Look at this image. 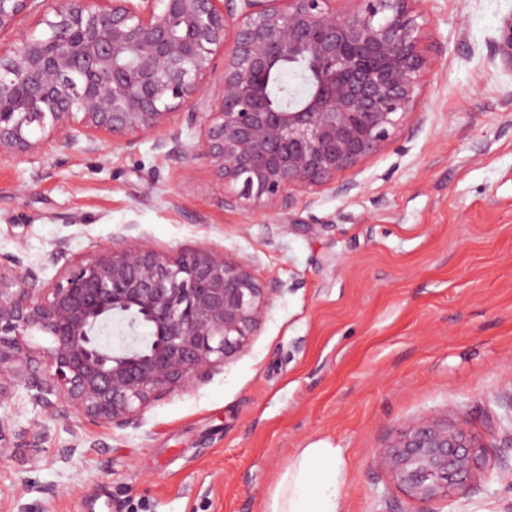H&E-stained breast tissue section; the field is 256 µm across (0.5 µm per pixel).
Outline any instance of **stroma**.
Listing matches in <instances>:
<instances>
[{"label": "stroma", "mask_w": 512, "mask_h": 512, "mask_svg": "<svg viewBox=\"0 0 512 512\" xmlns=\"http://www.w3.org/2000/svg\"><path fill=\"white\" fill-rule=\"evenodd\" d=\"M440 66L397 139L299 200L280 227L229 209L200 131L0 159V261L43 282L67 240L117 232L174 256L205 245L285 282L247 350L140 426L51 418L16 382L0 416L35 460L0 459V512H263L297 449L339 448L345 512H512V0H422ZM466 424L496 465L461 498L407 499L372 466L411 418ZM76 445L68 460L59 450Z\"/></svg>", "instance_id": "35a3bbf8"}]
</instances>
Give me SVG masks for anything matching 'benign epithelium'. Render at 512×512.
<instances>
[{"instance_id":"obj_1","label":"benign epithelium","mask_w":512,"mask_h":512,"mask_svg":"<svg viewBox=\"0 0 512 512\" xmlns=\"http://www.w3.org/2000/svg\"><path fill=\"white\" fill-rule=\"evenodd\" d=\"M47 0H0V36ZM62 0L41 12L44 32L0 42V155L46 146L66 153L84 136L155 146L179 156L181 124L223 185L224 206L284 214L306 193L392 142L414 113L436 59L414 10L419 0ZM498 53L512 63V18ZM223 58L222 95L199 112L204 81ZM297 56L317 76L297 105L277 104L272 72ZM44 283L15 257L0 270V400L19 379L52 416L136 425L151 404L209 380L244 351L285 285L259 282L249 259L205 246L174 258L121 233L73 261L61 242ZM149 322L145 353L118 356L92 324L108 312ZM50 337L34 348L29 338ZM407 497L446 503L491 469L460 422L408 420L376 454Z\"/></svg>"}]
</instances>
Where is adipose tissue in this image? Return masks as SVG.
Returning <instances> with one entry per match:
<instances>
[{
    "instance_id": "adipose-tissue-1",
    "label": "adipose tissue",
    "mask_w": 512,
    "mask_h": 512,
    "mask_svg": "<svg viewBox=\"0 0 512 512\" xmlns=\"http://www.w3.org/2000/svg\"><path fill=\"white\" fill-rule=\"evenodd\" d=\"M341 449L303 448L276 483L264 512H344Z\"/></svg>"
}]
</instances>
